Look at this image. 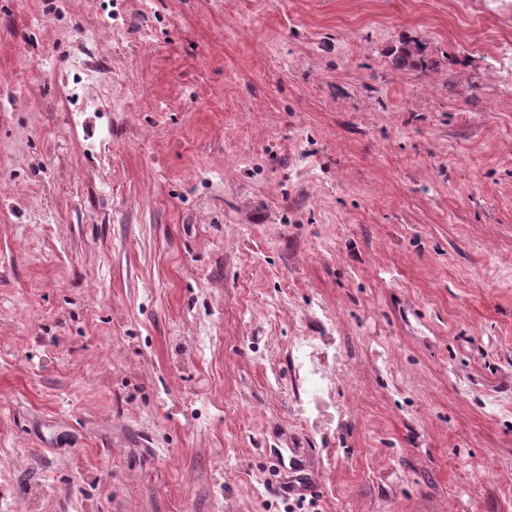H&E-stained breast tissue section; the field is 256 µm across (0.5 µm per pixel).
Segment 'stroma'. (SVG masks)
I'll use <instances>...</instances> for the list:
<instances>
[{"instance_id": "obj_1", "label": "stroma", "mask_w": 512, "mask_h": 512, "mask_svg": "<svg viewBox=\"0 0 512 512\" xmlns=\"http://www.w3.org/2000/svg\"><path fill=\"white\" fill-rule=\"evenodd\" d=\"M295 480L512 512V0H0V512ZM313 341L307 336H299L294 343V353L301 378L306 384L307 391L317 397L328 390L331 379L321 372L313 363L311 352Z\"/></svg>"}]
</instances>
